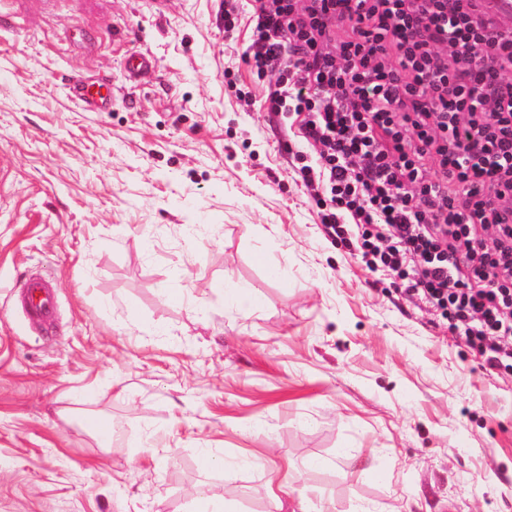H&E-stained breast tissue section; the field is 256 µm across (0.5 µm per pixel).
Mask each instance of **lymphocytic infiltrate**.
<instances>
[{"label": "lymphocytic infiltrate", "mask_w": 512, "mask_h": 512, "mask_svg": "<svg viewBox=\"0 0 512 512\" xmlns=\"http://www.w3.org/2000/svg\"><path fill=\"white\" fill-rule=\"evenodd\" d=\"M326 234L512 361V28L479 0H220Z\"/></svg>", "instance_id": "f902f5d3"}]
</instances>
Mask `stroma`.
I'll use <instances>...</instances> for the list:
<instances>
[{"mask_svg":"<svg viewBox=\"0 0 512 512\" xmlns=\"http://www.w3.org/2000/svg\"><path fill=\"white\" fill-rule=\"evenodd\" d=\"M218 6L12 0L0 26V512H512V368L326 235ZM70 90L76 100L87 106H94L103 100L97 85L81 74L72 76ZM44 275L29 277L23 287V306L30 321L49 322L54 313V301Z\"/></svg>","mask_w":512,"mask_h":512,"instance_id":"35a3bbf8","label":"stroma"}]
</instances>
